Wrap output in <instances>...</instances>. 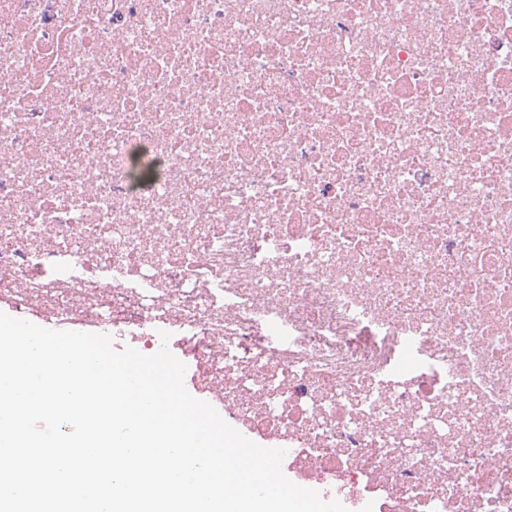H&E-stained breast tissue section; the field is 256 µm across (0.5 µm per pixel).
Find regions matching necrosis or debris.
<instances>
[{
	"label": "necrosis or debris",
	"mask_w": 512,
	"mask_h": 512,
	"mask_svg": "<svg viewBox=\"0 0 512 512\" xmlns=\"http://www.w3.org/2000/svg\"><path fill=\"white\" fill-rule=\"evenodd\" d=\"M0 302L177 336L357 512H512V0H0Z\"/></svg>",
	"instance_id": "necrosis-or-debris-1"
}]
</instances>
